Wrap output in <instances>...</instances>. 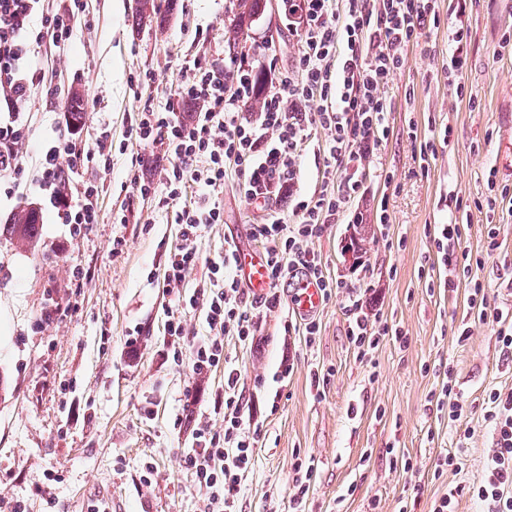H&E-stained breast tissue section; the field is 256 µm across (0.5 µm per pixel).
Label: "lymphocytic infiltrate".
Segmentation results:
<instances>
[{
    "instance_id": "lymphocytic-infiltrate-1",
    "label": "lymphocytic infiltrate",
    "mask_w": 512,
    "mask_h": 512,
    "mask_svg": "<svg viewBox=\"0 0 512 512\" xmlns=\"http://www.w3.org/2000/svg\"><path fill=\"white\" fill-rule=\"evenodd\" d=\"M476 2L448 0L447 12L455 19L448 34V85L459 100L474 98L460 76L470 38L465 19ZM89 7V0H60L51 8L46 0H0V180L23 172L20 112L33 89L44 85L54 95L64 93L38 62L35 46L63 52ZM285 14L289 28L298 32L287 70L273 62L254 67L247 55L220 66L204 53L187 54L164 102L144 106L128 119L127 141L159 147L169 159L156 178L134 177L132 188L143 197L158 196L168 223L181 227L179 245L166 255L164 281L171 294L202 313L208 334L187 345L189 330L180 313L169 315L165 334L174 360L190 357L200 376L223 367L224 337L254 338L258 319L280 303L278 286L299 276L315 281L324 298H342L359 358L393 333L363 301L362 283L326 276L315 243L328 224L365 223L364 212L353 203L363 196L373 161L389 137L385 89L404 65V48L419 41L426 21H439L438 0H288ZM254 100L258 111H247ZM312 143L321 160L320 186L308 191L301 186L303 150ZM111 161L108 130L92 140L73 127L60 133L41 153L36 183L43 205L62 224L79 229L98 223L99 186L70 187L66 181L90 163L106 169ZM232 176L246 200L266 212L250 235L265 244L270 289L251 302L243 299L239 247L233 241L223 258L210 262L208 282L190 293L184 289L200 259L201 227L224 221L218 195ZM191 185L198 198L189 204L183 197ZM283 199L289 202L284 211L277 207ZM507 201L512 202L507 183L491 185L489 195L470 203L446 193L448 218L433 234L442 265L451 266L462 237L461 210L471 204L491 213ZM223 369L224 390L215 394L210 411L223 416L224 434L197 426L184 455L186 469L207 496L206 512H228L233 506L255 446L243 429L241 373ZM484 419L493 429L494 446L476 495L486 512H512V392L490 393Z\"/></svg>"
}]
</instances>
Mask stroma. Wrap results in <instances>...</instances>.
<instances>
[{"instance_id": "1", "label": "stroma", "mask_w": 512, "mask_h": 512, "mask_svg": "<svg viewBox=\"0 0 512 512\" xmlns=\"http://www.w3.org/2000/svg\"><path fill=\"white\" fill-rule=\"evenodd\" d=\"M169 20L164 29L141 27L133 0H92L78 19L70 46L49 55L60 83L81 89L85 130L109 125L121 140L129 113L159 105L175 86L181 58L204 48L223 64L231 52L224 30L236 0H157ZM283 0H269L250 29L249 42L268 47L287 67L298 37L289 32ZM468 65L462 80L476 96L468 105L451 96L448 28L426 24L419 44L405 48L404 66L385 90L391 135L375 161L390 172L383 189L367 182L361 209L374 212L388 197L389 225H373L362 262L373 312L403 330L406 342L381 338L367 361L349 340L340 299L324 302L314 340L292 331L287 288L281 304L262 319L253 341L224 339V355L241 372L242 417L256 442L244 472L236 512H294L296 464L314 475L304 512H432L449 486H460L455 512H482L470 487L484 477L493 435L484 420L491 391L512 392V353L503 350L499 326L481 320L467 302L469 290L436 287L448 270L436 269L434 227L446 220L440 195L485 194L488 175L512 183V0H481L469 15ZM28 142L16 185L0 184V225L16 208L34 204L32 184L41 147L66 127V102L37 88L21 114ZM450 125L428 175L408 137L409 125L430 136L429 121ZM143 159L132 171V155ZM167 159L157 149L131 145L113 152L112 169L89 167L69 178L103 185L100 220L82 233L42 212V232L31 247L0 236V512L23 503L27 512H204L206 501L183 463L211 394L224 388V371L201 378L190 362L167 356L165 322L177 303L164 284L167 250L180 242L155 198L133 194L132 174L154 177ZM219 199L224 221L203 227L200 260L185 281L194 289L208 263L224 254L227 238L253 246L249 227L260 211L228 181ZM127 223H114L117 211ZM499 231L489 248L488 225ZM348 224H330L316 241L329 276L349 274L344 247ZM121 238V254L113 239ZM462 250L482 259L474 275L492 306L512 314V211L471 210ZM90 270L76 284L74 267ZM467 341H459L462 329ZM135 337L136 352L125 342ZM291 372H284V365ZM452 367L466 411L459 421L438 407L445 367ZM324 385H316V377ZM454 470L435 477L439 459ZM152 467L150 483L141 477Z\"/></svg>"}]
</instances>
